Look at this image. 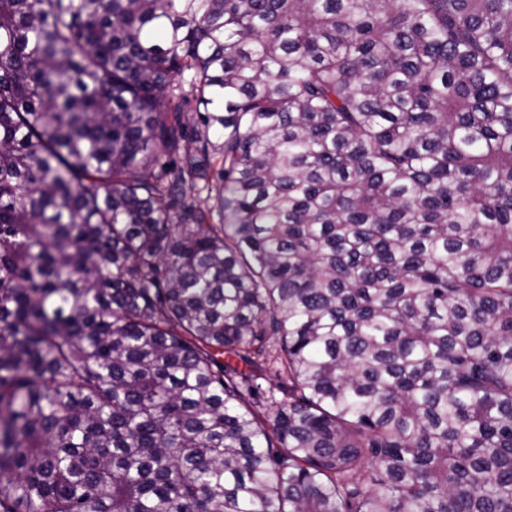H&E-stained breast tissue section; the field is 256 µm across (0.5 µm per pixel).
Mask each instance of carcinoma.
Instances as JSON below:
<instances>
[{"label": "carcinoma", "instance_id": "cac0c4a2", "mask_svg": "<svg viewBox=\"0 0 512 512\" xmlns=\"http://www.w3.org/2000/svg\"><path fill=\"white\" fill-rule=\"evenodd\" d=\"M0 512H512V0H0Z\"/></svg>", "mask_w": 512, "mask_h": 512}]
</instances>
